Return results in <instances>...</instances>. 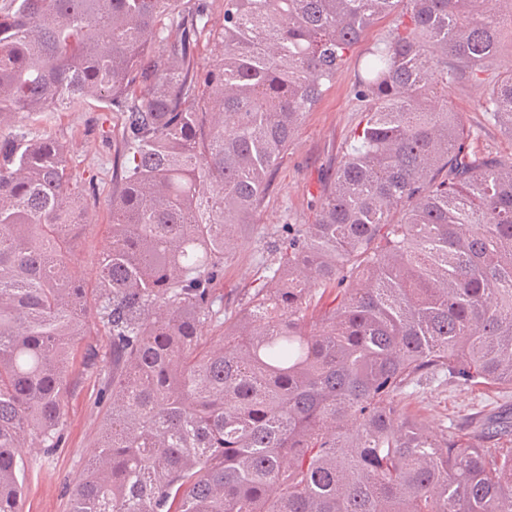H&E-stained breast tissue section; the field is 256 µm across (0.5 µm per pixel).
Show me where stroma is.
<instances>
[{
    "mask_svg": "<svg viewBox=\"0 0 512 512\" xmlns=\"http://www.w3.org/2000/svg\"><path fill=\"white\" fill-rule=\"evenodd\" d=\"M358 59V54L350 55L321 100L306 114L256 214L255 230L240 235L233 256L224 266V277L217 284L226 309H234L242 294L257 284L265 249L260 231L271 233L284 224L314 223L315 201L338 166L345 139L359 119L360 104L353 94ZM484 97L482 85L462 80L449 95L448 107L458 112L462 124L472 133L469 150L490 149L503 156L512 155V137L488 121L482 108ZM26 128L34 134L49 133L69 150L77 174L76 190L86 199L90 215L89 224L76 241V257L85 272L86 288H95L96 269L111 242L110 201L116 189L112 162L121 146V118L94 102L77 110L49 113L40 122L27 123ZM84 352V346H77L59 447L50 455L39 448L24 451L33 467L25 482L23 512H70L74 483L98 451L108 409L100 393L111 370L105 365L86 369ZM403 403L436 433L468 418L512 416V393L462 386L444 377L410 385Z\"/></svg>",
    "mask_w": 512,
    "mask_h": 512,
    "instance_id": "stroma-1",
    "label": "stroma"
}]
</instances>
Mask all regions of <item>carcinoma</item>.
Wrapping results in <instances>:
<instances>
[{
	"mask_svg": "<svg viewBox=\"0 0 512 512\" xmlns=\"http://www.w3.org/2000/svg\"><path fill=\"white\" fill-rule=\"evenodd\" d=\"M177 2L0 0V123L95 101L123 125L92 304L66 146L0 139V512H21L23 449L58 447L89 314L109 410L71 512H512V420L437 435L402 401L440 375L512 391V157L469 151L446 100L485 84L512 136V69L492 74L512 0H225L202 68L207 5ZM384 16L316 222L283 225L224 313L232 245ZM321 287L335 304L316 313Z\"/></svg>",
	"mask_w": 512,
	"mask_h": 512,
	"instance_id": "1",
	"label": "carcinoma"
}]
</instances>
